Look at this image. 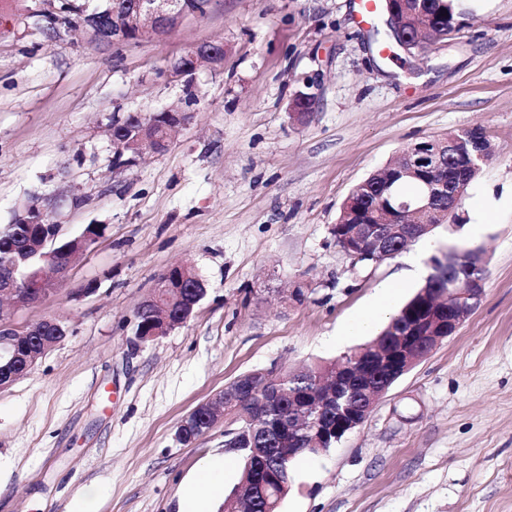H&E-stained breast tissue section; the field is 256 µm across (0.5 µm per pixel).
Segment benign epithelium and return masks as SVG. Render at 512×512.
Wrapping results in <instances>:
<instances>
[{
    "label": "benign epithelium",
    "mask_w": 512,
    "mask_h": 512,
    "mask_svg": "<svg viewBox=\"0 0 512 512\" xmlns=\"http://www.w3.org/2000/svg\"><path fill=\"white\" fill-rule=\"evenodd\" d=\"M383 11L387 14V27L397 47L409 52L411 35L403 28L400 10L395 0H382ZM208 0H127L123 4H115L107 8L111 16L112 35L97 33L93 44L97 46L136 43L145 36H161L177 26L188 16H200L206 13ZM96 13L87 12V7L70 12L63 17L60 11L53 8L39 16L41 26L53 36L60 38L63 34L75 29L86 30L94 25ZM224 60V45L202 43L192 46L171 63L166 75L174 80L183 79L194 73L200 66L214 65ZM314 107V98L308 94H297L289 106L290 115L300 121L308 119ZM155 121L149 114L132 115V125L125 120L112 123V165L122 168L134 165L145 153L162 154L171 143L168 131L155 134L151 127ZM491 155V146L487 136L475 139L471 149L463 146L458 138L453 143L438 138L426 139L402 153L403 161L388 167L385 179L380 181L382 192L392 196L395 184L404 179H413L421 184V193L414 199L402 202L399 207L408 209L419 217L415 224L398 223L397 231L390 229L391 222L379 212L363 213L359 209L348 212V220L339 225L336 245L354 261L369 256L380 262L396 254V242L392 234L412 242L448 220L450 210L440 206V200L448 195V186L438 181L434 175L443 167L448 159L455 161L462 170L461 180L467 181L475 175L481 164L487 162ZM54 208L41 207L29 214L25 223L29 224L22 248L31 247L42 252V259L52 266V280L45 284L43 274L25 277L18 273L17 267H9L0 274V298L22 295V300L30 305H37L44 297L55 290L67 276L72 267L69 256L70 242H61L62 225L53 220ZM432 273L428 276L433 282L448 284V325H443L441 312L436 310L429 298L425 297L419 306V315L412 324V332L422 337L425 355H430L447 337L453 335L464 323L469 310L461 309L454 304V299L463 294L480 297L484 294V281L466 277L462 270L457 275H448V253L444 252L430 261ZM206 294L204 281L197 271H189L180 265L169 267L160 278L151 295L138 306V313H143L162 305L174 295L182 296V303L176 313V319L164 318L148 323L137 322L136 338L145 342L185 324L193 315L199 302ZM55 326L50 318H42L30 325L23 332H18L5 319H0V390L11 386L20 379V375L33 370L38 363L51 351L59 341L48 335V330ZM401 349L381 353L375 361V369L384 382L377 385L371 407H376L386 394L390 383L406 373L411 366ZM274 372L256 371L248 378L238 381L233 387H224L216 394V398L229 400L230 403H246L247 399L264 393L266 400L275 402L279 393L268 388ZM213 400L197 405L185 416L177 427L175 437L182 444H190L208 433L219 422L220 417L208 415ZM320 409L336 412V426L316 429L310 451L325 452L324 444L331 440H340L345 434L353 431L364 423L367 416L357 411H349L337 401ZM255 425H245L234 431L226 446L236 452L258 449L250 448L251 435Z\"/></svg>",
    "instance_id": "1"
}]
</instances>
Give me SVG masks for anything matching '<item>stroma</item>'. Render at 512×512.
<instances>
[{
	"mask_svg": "<svg viewBox=\"0 0 512 512\" xmlns=\"http://www.w3.org/2000/svg\"><path fill=\"white\" fill-rule=\"evenodd\" d=\"M460 31L382 55L357 0H212L159 38L102 48L0 6V228L56 199L63 238L102 236L13 327L45 317L69 334L0 391V512H185L212 461L219 512L244 466L224 426L190 445L181 419L240 375L324 363L366 342L345 329L384 283L422 284L408 257L483 250L486 292L464 324L397 380L327 453L301 458L280 512H512V0H475ZM224 63L178 82L195 43ZM313 95L308 121L289 114ZM189 120L169 149L112 166L114 120L168 107ZM479 125L492 147L441 226L381 263L353 261L332 229L349 192L411 144ZM207 294L184 326L139 343L135 311L172 265ZM302 284L305 298L279 297ZM224 60V47L216 43L194 44L192 52H184L165 71L170 79L180 80L194 73L200 66L214 65ZM191 61L190 63H187Z\"/></svg>",
	"mask_w": 512,
	"mask_h": 512,
	"instance_id": "35a3bbf8",
	"label": "stroma"
}]
</instances>
